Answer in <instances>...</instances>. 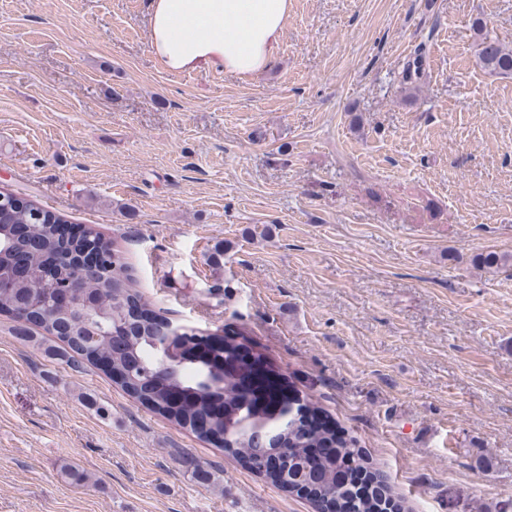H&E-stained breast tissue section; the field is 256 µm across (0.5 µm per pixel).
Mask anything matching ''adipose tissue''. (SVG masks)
Segmentation results:
<instances>
[{
  "label": "adipose tissue",
  "mask_w": 512,
  "mask_h": 512,
  "mask_svg": "<svg viewBox=\"0 0 512 512\" xmlns=\"http://www.w3.org/2000/svg\"><path fill=\"white\" fill-rule=\"evenodd\" d=\"M289 0H156L151 43L172 70L207 62L245 75L268 66Z\"/></svg>",
  "instance_id": "adipose-tissue-1"
}]
</instances>
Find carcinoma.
I'll return each mask as SVG.
<instances>
[{"label": "carcinoma", "instance_id": "cac0c4a2", "mask_svg": "<svg viewBox=\"0 0 512 512\" xmlns=\"http://www.w3.org/2000/svg\"><path fill=\"white\" fill-rule=\"evenodd\" d=\"M478 60L492 76H512V44L485 33L476 19ZM422 50L414 52L400 76V90L414 100L424 77ZM65 219L32 203L13 204L11 192L0 199V313L33 322L40 338L55 344L47 351L68 359L79 369L88 363L104 373L124 374L125 390L151 411L196 435L214 448L227 449L250 459L268 471L269 479L285 488V476L308 477L307 497L326 510L333 502L341 512H381V500L358 493L341 476L355 449L347 441H335L324 428L313 429L303 418L318 407L299 391L285 388L277 408L294 412L288 423L279 419L256 426L249 419L264 418L269 406L256 392L229 372L243 343L235 333L219 335L199 328L165 337L157 316L147 308L134 288L128 267L92 226L78 239H65L57 225ZM42 271L54 288L76 287L101 299L100 308L112 311L111 330L101 332V316L66 318L43 301L37 310L27 308L32 292L18 285L25 266ZM483 270L512 266V254L489 252L476 257Z\"/></svg>", "mask_w": 512, "mask_h": 512}]
</instances>
